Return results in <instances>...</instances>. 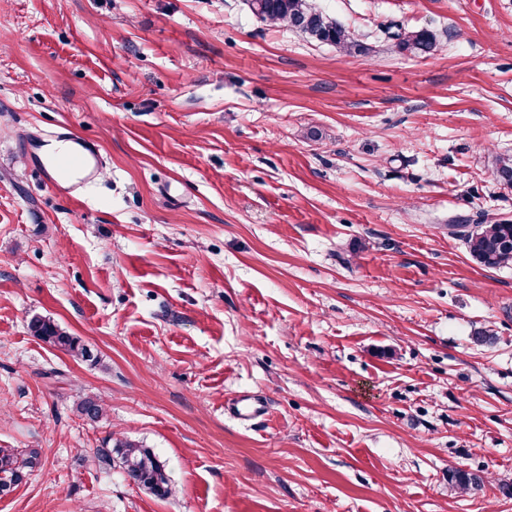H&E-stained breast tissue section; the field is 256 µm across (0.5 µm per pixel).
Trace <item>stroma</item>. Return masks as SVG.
<instances>
[{
  "label": "stroma",
  "mask_w": 512,
  "mask_h": 512,
  "mask_svg": "<svg viewBox=\"0 0 512 512\" xmlns=\"http://www.w3.org/2000/svg\"><path fill=\"white\" fill-rule=\"evenodd\" d=\"M315 2L362 53L247 0H0V448L41 459L0 512H512V265L451 232L512 221V0ZM63 132L80 200L30 160ZM390 37L396 41L395 47L399 51L414 55L430 54L436 47L435 36L426 30L406 31L399 27ZM68 148L62 155H69L76 162L74 168L66 174V194L78 198L95 184L102 166L101 154L95 143L89 140L64 137ZM33 335L50 346L57 347L82 361H96L92 352L78 339L68 334L60 326L50 320L34 319L30 324ZM112 447L110 455L113 451L120 457L129 481L161 498L171 494L165 465L150 449L127 440H117Z\"/></svg>",
  "instance_id": "35a3bbf8"
}]
</instances>
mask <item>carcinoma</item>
Returning a JSON list of instances; mask_svg holds the SVG:
<instances>
[{"instance_id":"1","label":"carcinoma","mask_w":512,"mask_h":512,"mask_svg":"<svg viewBox=\"0 0 512 512\" xmlns=\"http://www.w3.org/2000/svg\"><path fill=\"white\" fill-rule=\"evenodd\" d=\"M253 14L263 20L279 22L319 42L333 43L351 53L361 50L351 34L341 25L329 20L313 4V0H249ZM401 52L427 55L436 47L435 36L426 31H406L402 28L391 35ZM470 255L486 268H501L512 264V222L495 221L478 224L465 237ZM33 335L42 342L57 347L82 361H95L92 352L78 339L50 320L34 319L30 324ZM78 413L89 421H99L105 415L103 403L93 397L82 398ZM119 457L127 479L152 494L164 498L171 494L170 479L165 465L148 448L118 440L111 448ZM38 464V453L30 450L19 453L0 448V497L10 494L23 481L26 471ZM448 483L464 491H477L483 480L474 473L456 469L448 471Z\"/></svg>"}]
</instances>
